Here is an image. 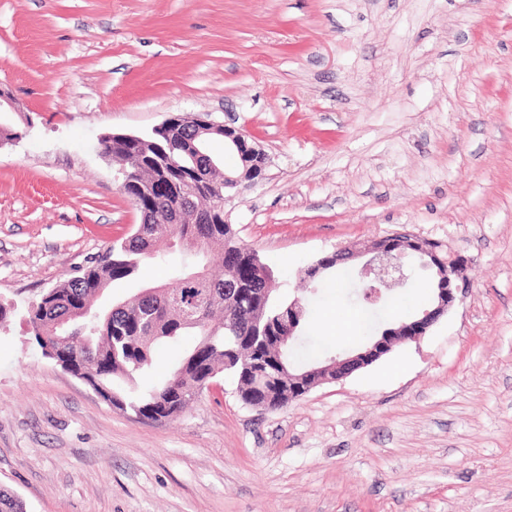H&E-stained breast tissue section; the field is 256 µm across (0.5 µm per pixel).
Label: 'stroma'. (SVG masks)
<instances>
[{
  "instance_id": "1",
  "label": "stroma",
  "mask_w": 512,
  "mask_h": 512,
  "mask_svg": "<svg viewBox=\"0 0 512 512\" xmlns=\"http://www.w3.org/2000/svg\"><path fill=\"white\" fill-rule=\"evenodd\" d=\"M0 89L20 106L0 114V488L25 512H512V0H0ZM174 114L267 153L224 217L277 293L409 233L467 259L464 297L277 412L228 376L173 421L112 407L26 310L140 221L101 139ZM321 295L320 335L369 308Z\"/></svg>"
}]
</instances>
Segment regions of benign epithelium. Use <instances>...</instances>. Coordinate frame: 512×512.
<instances>
[{"label": "benign epithelium", "instance_id": "7a95c632", "mask_svg": "<svg viewBox=\"0 0 512 512\" xmlns=\"http://www.w3.org/2000/svg\"><path fill=\"white\" fill-rule=\"evenodd\" d=\"M186 122L195 126L199 135L224 131V136L230 140V147L249 158L252 173L259 179L264 176L268 157L244 129L201 118L188 117ZM410 244L413 245L411 252L419 260V266L431 270L439 281L440 288L436 289L431 304L421 313L401 321L397 327L385 329L381 335L370 338L355 352L327 359L309 370L318 379L316 383L304 387L305 391L335 383L373 364L395 347L421 338L448 314L458 293L465 288L467 265L457 255H441L438 246L427 239L412 234L392 235L374 240L362 248L339 249L327 256V260H336V266L340 267L351 260L362 259L358 273L368 283L364 297L368 302L376 304L392 289L403 288L408 284L411 264L403 248Z\"/></svg>", "mask_w": 512, "mask_h": 512}]
</instances>
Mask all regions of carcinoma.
I'll return each mask as SVG.
<instances>
[{
	"label": "carcinoma",
	"mask_w": 512,
	"mask_h": 512,
	"mask_svg": "<svg viewBox=\"0 0 512 512\" xmlns=\"http://www.w3.org/2000/svg\"><path fill=\"white\" fill-rule=\"evenodd\" d=\"M199 142L196 129L180 114L147 137L104 138V152L123 169L128 195L138 196L140 186L153 184L155 200L146 203L140 212L144 223L135 228L141 235L113 240L93 265L59 282L27 311L40 348L42 337L53 335L63 317L86 313L58 358L73 361L113 407L152 421L180 416L203 392L206 379L226 372L235 377L244 404L282 410L296 400L284 369L295 374L320 361L299 358L294 345L277 347L273 329L288 319L290 299L274 297V272L240 243L233 225L224 223L222 163L208 148L199 155ZM209 157L216 167H209ZM202 176L206 180L195 187V201L203 223L190 222L191 211L173 223L171 212L188 183ZM173 240L199 260L196 268L177 270L175 286L159 298L135 294L113 303L110 315H96L95 302L108 288L139 275ZM199 272L202 279L189 280ZM182 336L195 342L178 365L159 384L140 390L137 377L153 367L157 347Z\"/></svg>",
	"instance_id": "carcinoma-1"
}]
</instances>
